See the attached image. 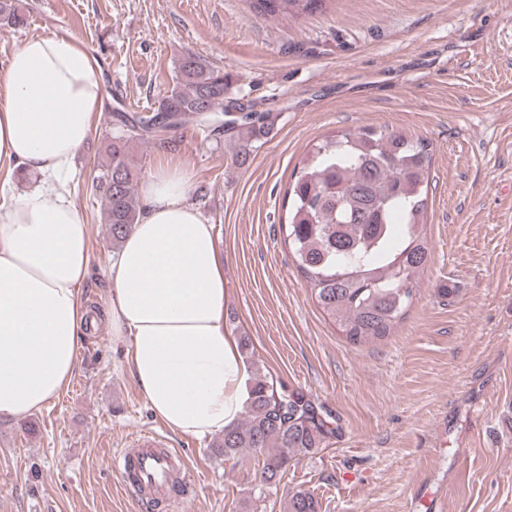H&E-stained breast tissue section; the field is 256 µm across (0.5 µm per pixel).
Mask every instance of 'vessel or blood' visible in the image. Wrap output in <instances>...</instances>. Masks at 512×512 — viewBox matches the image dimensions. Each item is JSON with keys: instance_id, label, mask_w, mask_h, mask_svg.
Returning <instances> with one entry per match:
<instances>
[{"instance_id": "b4317fda", "label": "vessel or blood", "mask_w": 512, "mask_h": 512, "mask_svg": "<svg viewBox=\"0 0 512 512\" xmlns=\"http://www.w3.org/2000/svg\"><path fill=\"white\" fill-rule=\"evenodd\" d=\"M111 468L142 512H156L160 507L178 512L195 495L185 461L156 431L128 437L125 448L113 454Z\"/></svg>"}]
</instances>
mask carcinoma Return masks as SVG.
<instances>
[{"mask_svg": "<svg viewBox=\"0 0 512 512\" xmlns=\"http://www.w3.org/2000/svg\"><path fill=\"white\" fill-rule=\"evenodd\" d=\"M246 2L268 19L310 15L328 0ZM0 22H22L14 0H0ZM235 108L224 70L187 54L178 59L173 86L156 108L116 115L107 160L90 187L104 202L112 243L121 242L139 215L131 146L154 141L172 148L171 131L192 118L211 137L224 139L232 162L243 166L273 122L267 112ZM431 159L426 140L386 127L342 131L315 145L311 162L287 189L284 243L318 308L352 344L390 336L420 292L430 260L425 217ZM239 350L251 369L250 395L242 418L210 450L226 460L245 451L260 454L261 480L270 484L294 457L322 447L332 429L301 390L274 387L254 360L248 336L240 337ZM288 512H319V502L300 491L289 498Z\"/></svg>", "mask_w": 512, "mask_h": 512, "instance_id": "cac0c4a2", "label": "carcinoma"}]
</instances>
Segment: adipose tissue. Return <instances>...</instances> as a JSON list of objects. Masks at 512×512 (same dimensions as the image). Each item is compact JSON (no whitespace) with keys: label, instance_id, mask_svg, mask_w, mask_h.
Listing matches in <instances>:
<instances>
[{"label":"adipose tissue","instance_id":"obj_1","mask_svg":"<svg viewBox=\"0 0 512 512\" xmlns=\"http://www.w3.org/2000/svg\"><path fill=\"white\" fill-rule=\"evenodd\" d=\"M101 103L92 58L61 36L26 39L0 76V168L25 183L0 204V418L40 410L79 362L89 228L68 184ZM140 194L108 268L112 338L156 417L183 435L223 432L246 404L249 374L224 327L214 226L178 170H157Z\"/></svg>","mask_w":512,"mask_h":512}]
</instances>
